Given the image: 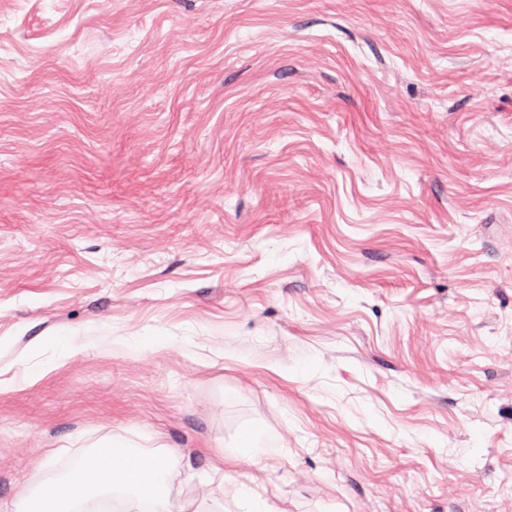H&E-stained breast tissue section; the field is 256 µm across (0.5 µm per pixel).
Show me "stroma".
<instances>
[{"label":"stroma","instance_id":"1","mask_svg":"<svg viewBox=\"0 0 512 512\" xmlns=\"http://www.w3.org/2000/svg\"><path fill=\"white\" fill-rule=\"evenodd\" d=\"M113 444L512 512V0H0V512Z\"/></svg>","mask_w":512,"mask_h":512}]
</instances>
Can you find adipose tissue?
Masks as SVG:
<instances>
[{"instance_id":"1","label":"adipose tissue","mask_w":512,"mask_h":512,"mask_svg":"<svg viewBox=\"0 0 512 512\" xmlns=\"http://www.w3.org/2000/svg\"><path fill=\"white\" fill-rule=\"evenodd\" d=\"M175 450L147 456L132 451L92 453L77 478H61L52 491L20 495L15 512H79L78 507L100 499L114 512H190L174 483Z\"/></svg>"}]
</instances>
